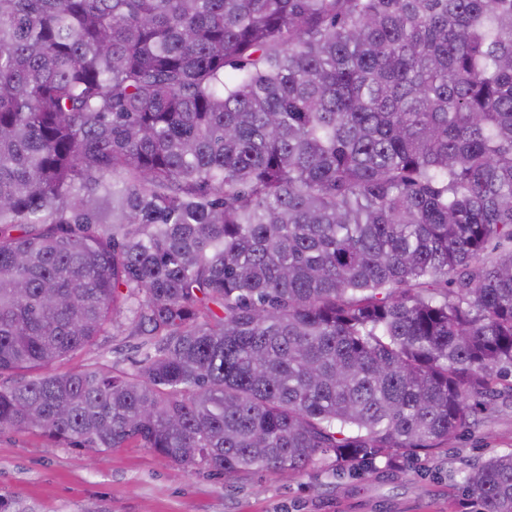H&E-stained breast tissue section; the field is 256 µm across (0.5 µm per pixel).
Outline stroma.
<instances>
[{
	"mask_svg": "<svg viewBox=\"0 0 512 512\" xmlns=\"http://www.w3.org/2000/svg\"><path fill=\"white\" fill-rule=\"evenodd\" d=\"M135 337L100 340L58 364L76 371L133 355ZM512 451V403L442 447L360 477L316 467L283 479L265 469L231 478L168 462L139 446L102 453L51 446L37 431H0V501L8 512H477L457 488L481 459Z\"/></svg>",
	"mask_w": 512,
	"mask_h": 512,
	"instance_id": "35a3bbf8",
	"label": "stroma"
}]
</instances>
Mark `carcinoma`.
Masks as SVG:
<instances>
[{
    "label": "carcinoma",
    "instance_id": "cac0c4a2",
    "mask_svg": "<svg viewBox=\"0 0 512 512\" xmlns=\"http://www.w3.org/2000/svg\"><path fill=\"white\" fill-rule=\"evenodd\" d=\"M1 375V431L225 477L512 399V0H0ZM136 343L134 336H108L101 339L97 347L79 352L54 368L59 372L76 371L97 361L122 360L134 354L133 347Z\"/></svg>",
    "mask_w": 512,
    "mask_h": 512
}]
</instances>
